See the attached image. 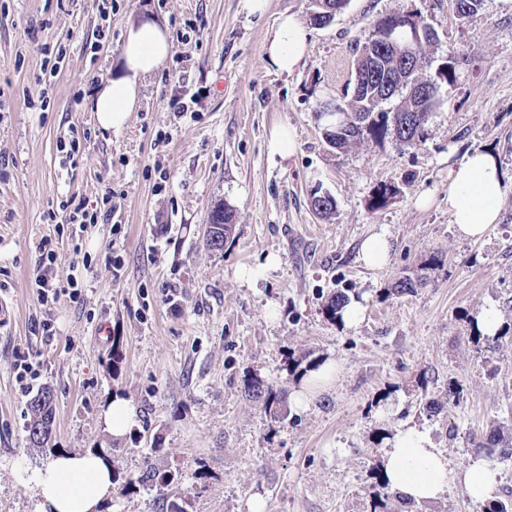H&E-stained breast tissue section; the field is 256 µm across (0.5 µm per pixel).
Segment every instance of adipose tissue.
Listing matches in <instances>:
<instances>
[{
	"label": "adipose tissue",
	"instance_id": "ef3b65f1",
	"mask_svg": "<svg viewBox=\"0 0 512 512\" xmlns=\"http://www.w3.org/2000/svg\"><path fill=\"white\" fill-rule=\"evenodd\" d=\"M306 48L304 25L294 15H285L264 46V59L275 70L290 72L303 60ZM171 52L166 25L151 16L129 22L112 79L88 101L103 130L124 126L144 80L164 66ZM503 196V173L486 152L473 151L449 172L448 211L462 237L480 238L489 225L498 223ZM383 475L399 497L414 503L441 498L455 482L481 503L490 498L497 481L496 471L485 461L453 466L424 431L409 425L397 431L387 449ZM113 477L102 452L91 450L58 453L26 473L38 497L37 512H101L112 493Z\"/></svg>",
	"mask_w": 512,
	"mask_h": 512
}]
</instances>
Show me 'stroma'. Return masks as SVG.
<instances>
[{"mask_svg": "<svg viewBox=\"0 0 512 512\" xmlns=\"http://www.w3.org/2000/svg\"><path fill=\"white\" fill-rule=\"evenodd\" d=\"M145 10L168 25L173 54L124 128L106 132L81 100L110 78L128 19ZM311 11V0H268L261 15L243 0H112L93 55L97 0H0V297L14 305L0 330V512H36L21 473L55 449L107 451L117 480L106 512H249L257 495L265 512H476L459 484L413 506L382 486L384 451L405 423L454 464L487 460L495 496L512 497V458L482 448L496 430L512 440V0H483L467 19L451 0H348L322 26ZM406 11L437 35L422 75L456 59L423 142L331 148L321 103L348 105L357 45L376 19ZM284 14L308 32L289 74L264 60ZM58 41L67 55L43 110L41 48ZM282 125L295 142L285 158L269 149ZM74 140L73 166L63 146ZM476 149L500 162L505 194L499 223L471 240L448 212V176ZM382 182L400 192L369 210ZM316 191L335 199L332 215L312 210ZM107 192L119 223L78 234L47 220L61 201L93 206ZM220 203L235 230L214 252L204 238ZM382 229L390 261L372 270L358 252ZM46 239L59 275L88 262L79 299L40 300L32 280ZM431 255L439 264L416 293L386 295ZM243 265L259 270L256 283L238 278ZM341 288L365 307L356 328L323 312ZM489 305L503 322L494 339L473 324ZM20 355L54 394L47 449L26 439L33 390L16 379ZM324 358L336 360V381L281 422L244 393L250 373L291 392L289 360ZM113 396L135 411L121 438L101 418Z\"/></svg>", "mask_w": 512, "mask_h": 512, "instance_id": "obj_1", "label": "stroma"}]
</instances>
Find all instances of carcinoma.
<instances>
[{"mask_svg": "<svg viewBox=\"0 0 512 512\" xmlns=\"http://www.w3.org/2000/svg\"><path fill=\"white\" fill-rule=\"evenodd\" d=\"M456 15L466 19L474 15L480 8L482 0H451ZM400 14H389L377 19L373 25V32L366 42L359 48V56L356 61L355 74L360 76L363 72L378 71L380 74L399 83V69L404 67V59L409 53L421 56V48H410L404 45V35L398 32L388 33L393 22ZM392 36L394 42L388 44L385 38ZM399 98V103L389 106L394 98ZM410 105L406 87L394 89L388 97H383L377 84L373 82L358 83L355 88L349 111L366 121L362 127L347 126L340 131H335L339 123L344 120L345 113L330 112L329 124L324 129V139H329L331 132H336V138L332 147L343 150L357 140L371 139L382 142L393 137L390 117L395 110L402 111ZM406 116L412 118V123L402 133L401 142L408 146L421 143L425 137V124L428 120L426 112H408ZM400 192L399 186L393 183L382 182L378 184L368 201V208L377 210L385 207L391 199ZM209 225L216 231L206 230V233H214L219 239L217 250H224V241L233 231L232 212L229 209L222 211L212 210L209 216ZM425 279V276L413 277L405 275L394 282L390 294H409L416 290V286ZM349 302L348 295L343 290L334 292L324 305L326 315L333 321L340 320V311ZM244 392L259 404L264 415L273 422H279L288 416L285 398L280 389L273 383L263 379L257 374H252L244 379ZM29 420L26 424L27 437L30 443L37 447H44L51 438L55 420V407L51 391L44 389L34 394L28 401Z\"/></svg>", "mask_w": 512, "mask_h": 512, "instance_id": "carcinoma-1", "label": "carcinoma"}]
</instances>
